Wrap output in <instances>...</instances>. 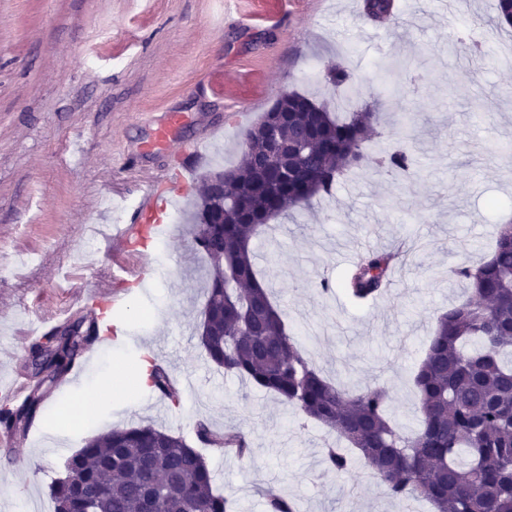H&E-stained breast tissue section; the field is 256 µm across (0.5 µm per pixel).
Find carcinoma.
I'll return each mask as SVG.
<instances>
[{"label":"carcinoma","instance_id":"obj_1","mask_svg":"<svg viewBox=\"0 0 512 512\" xmlns=\"http://www.w3.org/2000/svg\"><path fill=\"white\" fill-rule=\"evenodd\" d=\"M395 0H361V14L387 21ZM332 89L355 91L354 73L342 60L323 71ZM260 119L283 140L303 131V155L288 169L264 162V145L247 128L241 160L204 176L189 231L209 270L202 319L196 327L206 358L224 372L264 389L304 417L334 431L348 447L329 448L326 471L371 468L387 497L401 504L423 498L434 512H512V227L501 228L490 258L459 266L467 294L437 319L427 353L414 376L420 417L405 429L390 417L389 388L345 389L322 376L288 327L285 313L258 277L251 240L259 229L318 196L332 195L352 169L375 165L394 176L419 177L414 154L379 145L383 114L367 106L346 115L298 92L277 98ZM399 251H367L346 274L342 288L358 305L386 287ZM36 352V381L22 402L0 395V425L24 436L41 415L46 386L66 376L102 340L99 324L71 317L43 336ZM156 391L169 393L168 369L154 364ZM203 446L240 459L252 453L237 430L196 424ZM55 512H234L215 487L205 455L180 435L152 425L115 428L90 438L65 463L50 486ZM266 512H299L288 496L265 490Z\"/></svg>","mask_w":512,"mask_h":512}]
</instances>
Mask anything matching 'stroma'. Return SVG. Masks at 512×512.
Listing matches in <instances>:
<instances>
[{
	"label": "stroma",
	"mask_w": 512,
	"mask_h": 512,
	"mask_svg": "<svg viewBox=\"0 0 512 512\" xmlns=\"http://www.w3.org/2000/svg\"><path fill=\"white\" fill-rule=\"evenodd\" d=\"M497 3L396 0L395 16L377 24L359 0H0V250L30 259L0 278V346L17 352L0 360V380L27 373L21 323L111 285L112 259L85 228L105 223V200L134 207L142 184L169 163V150L147 148L168 113H181L186 137L223 120L203 173L235 164L244 130L297 91L333 112L372 104L389 148L399 144L401 113L417 119L411 147L422 178L356 171L333 196L275 219V238L251 243L313 364L350 389L385 383L391 415L412 426L413 375L437 317L462 294L449 271L484 259L512 223V63L487 38L512 39V25ZM463 32L485 46L472 65ZM339 59L353 67L359 95H327L321 71ZM126 156L139 160L137 175L122 171ZM410 230L383 296L361 308L341 293L322 300L316 284L338 279L343 251L386 250ZM143 252L163 274L129 289L113 312L126 328L121 344L83 354L82 370L46 398L41 430L15 440L16 457L0 453V512H54L48 487L88 438L150 424L190 441L202 418L245 433L255 450L248 460L204 451L237 512H265L269 485L300 512H395L370 468L325 472V428L204 358L196 326L207 263L186 225L175 222L161 248ZM148 349L174 378L193 381L179 406L161 411L153 390L128 381L124 396L84 420L53 414L83 381L110 384L113 363L135 369ZM53 430L65 439L51 448Z\"/></svg>",
	"instance_id": "stroma-1"
}]
</instances>
